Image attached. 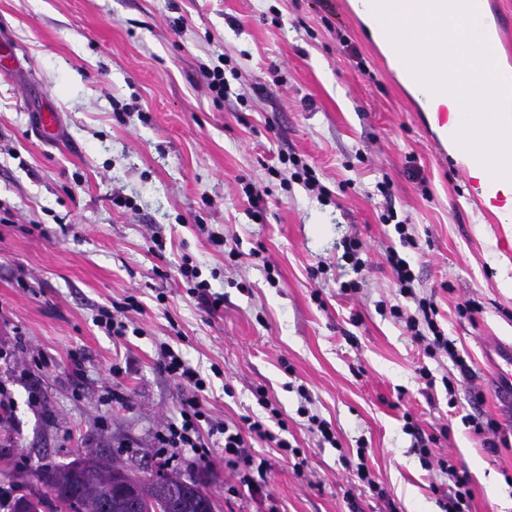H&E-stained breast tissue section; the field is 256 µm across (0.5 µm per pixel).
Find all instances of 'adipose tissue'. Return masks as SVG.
I'll return each instance as SVG.
<instances>
[{"mask_svg":"<svg viewBox=\"0 0 512 512\" xmlns=\"http://www.w3.org/2000/svg\"><path fill=\"white\" fill-rule=\"evenodd\" d=\"M435 12L433 0H352L355 12L371 29L402 75L432 76L430 45L443 43L451 70L462 72L477 88L494 95L472 101L449 90L425 97L428 116L443 143L478 184L486 206L499 223L512 224V85L491 61L483 41L471 39L484 29L483 17L471 16L463 0H447Z\"/></svg>","mask_w":512,"mask_h":512,"instance_id":"adipose-tissue-1","label":"adipose tissue"}]
</instances>
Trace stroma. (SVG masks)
<instances>
[{
    "mask_svg": "<svg viewBox=\"0 0 512 512\" xmlns=\"http://www.w3.org/2000/svg\"><path fill=\"white\" fill-rule=\"evenodd\" d=\"M486 5L490 53L512 72V0ZM0 43L16 49L0 74V388L15 402L0 419V491L79 448L156 462L155 436L182 398L159 366L168 347L209 382L213 421L267 418L254 395L265 388L300 451L255 443L267 463L259 499L230 495L238 478L223 449L206 463L173 460L208 476L221 512H262L268 499L277 512H441L451 483L422 467L408 413L426 430L448 426L433 453L470 473L472 512H512V447L489 453L462 422L512 429L485 358L512 344V288L501 285L512 227L485 206L349 0H0ZM219 56L245 102H213L202 68ZM45 112L57 117L51 137ZM281 153L315 167L328 199L270 177ZM250 182L269 190L259 217ZM389 205L414 227L417 290L434 294L469 376L426 359L389 312L403 301L385 261L399 244L381 220ZM151 225L170 241L163 255L149 249ZM347 236L368 261L355 293L341 289L358 276L342 257ZM186 256L223 294L218 312L177 279ZM130 296L137 334L107 336L98 309ZM468 299L481 304L472 319L457 313ZM424 364L450 376L455 395L426 390L415 374ZM303 406L331 422L339 448L319 445ZM362 446L372 488L345 465Z\"/></svg>",
    "mask_w": 512,
    "mask_h": 512,
    "instance_id": "stroma-1",
    "label": "stroma"
}]
</instances>
